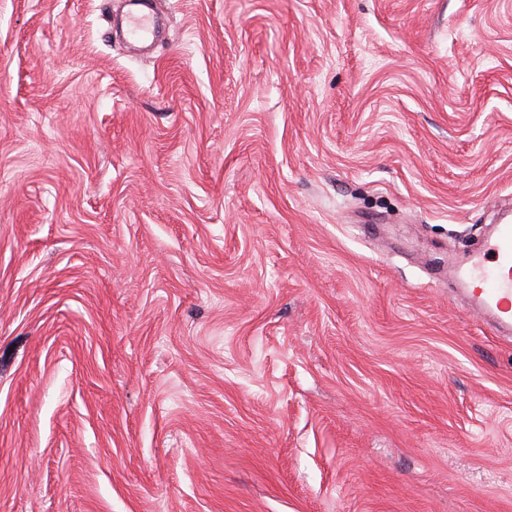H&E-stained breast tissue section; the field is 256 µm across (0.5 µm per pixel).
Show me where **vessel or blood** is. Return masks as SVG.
<instances>
[{
  "label": "vessel or blood",
  "mask_w": 512,
  "mask_h": 512,
  "mask_svg": "<svg viewBox=\"0 0 512 512\" xmlns=\"http://www.w3.org/2000/svg\"><path fill=\"white\" fill-rule=\"evenodd\" d=\"M489 256L477 255L458 272V279L477 307L498 331L512 332V223L493 229Z\"/></svg>",
  "instance_id": "1"
}]
</instances>
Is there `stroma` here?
<instances>
[{
	"instance_id": "35a3bbf8",
	"label": "stroma",
	"mask_w": 512,
	"mask_h": 512,
	"mask_svg": "<svg viewBox=\"0 0 512 512\" xmlns=\"http://www.w3.org/2000/svg\"><path fill=\"white\" fill-rule=\"evenodd\" d=\"M0 0V512H512V0ZM494 264L488 266L485 253L467 261L458 271L464 290L476 300L477 307L498 331H512V224H497L489 240Z\"/></svg>"
}]
</instances>
